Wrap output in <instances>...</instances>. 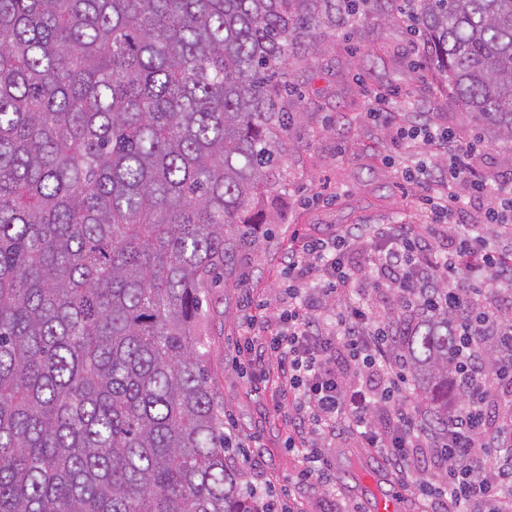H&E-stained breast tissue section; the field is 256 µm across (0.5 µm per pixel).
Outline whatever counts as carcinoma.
<instances>
[{"mask_svg": "<svg viewBox=\"0 0 512 512\" xmlns=\"http://www.w3.org/2000/svg\"><path fill=\"white\" fill-rule=\"evenodd\" d=\"M366 0H0V512H270L203 336L287 156L290 54ZM512 144V0H415ZM453 314L403 337L448 424Z\"/></svg>", "mask_w": 512, "mask_h": 512, "instance_id": "obj_1", "label": "carcinoma"}]
</instances>
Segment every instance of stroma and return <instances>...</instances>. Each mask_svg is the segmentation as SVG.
I'll return each instance as SVG.
<instances>
[{
    "instance_id": "1",
    "label": "stroma",
    "mask_w": 512,
    "mask_h": 512,
    "mask_svg": "<svg viewBox=\"0 0 512 512\" xmlns=\"http://www.w3.org/2000/svg\"><path fill=\"white\" fill-rule=\"evenodd\" d=\"M292 91L288 109V156L281 171L277 206L265 214L263 236L249 260L225 272L213 291L207 319L211 383L224 403V423L236 447L232 466L250 488L287 500L291 512H323L328 492L369 508L356 471L363 449L333 445L328 459L334 487L299 480L301 449H289L288 424L279 406L277 370L265 363L252 375L237 341L253 302L274 315L287 281V257L306 237H326L354 224H411L423 232L428 221L422 188L407 184L403 169L415 149L396 146L391 133L427 118L457 130L463 140L480 132L441 78L414 18H383L382 6L357 17L349 29H322L316 50L288 62ZM385 95L380 118L368 117V96ZM365 456V455H364Z\"/></svg>"
}]
</instances>
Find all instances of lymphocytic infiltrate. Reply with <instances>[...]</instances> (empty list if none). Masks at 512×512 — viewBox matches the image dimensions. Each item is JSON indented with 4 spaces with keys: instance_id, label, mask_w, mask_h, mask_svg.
Segmentation results:
<instances>
[{
    "instance_id": "1",
    "label": "lymphocytic infiltrate",
    "mask_w": 512,
    "mask_h": 512,
    "mask_svg": "<svg viewBox=\"0 0 512 512\" xmlns=\"http://www.w3.org/2000/svg\"><path fill=\"white\" fill-rule=\"evenodd\" d=\"M398 143L421 141L443 150L445 196L426 195L430 236L409 224H355L314 238L288 258V286L275 322L251 316L243 336L252 347L264 333V355L285 380V415L311 444L302 479L330 483L323 447L349 437L408 475L437 472L417 486L429 512H512V329L502 311L512 303V178L490 179L473 168V143L430 121L399 129ZM492 204L480 224L461 223L462 198ZM370 253L368 266L353 259ZM367 279L393 318L381 320L344 302L347 288ZM457 315L452 358L459 404L437 427L410 399L400 348L404 320L438 308Z\"/></svg>"
}]
</instances>
